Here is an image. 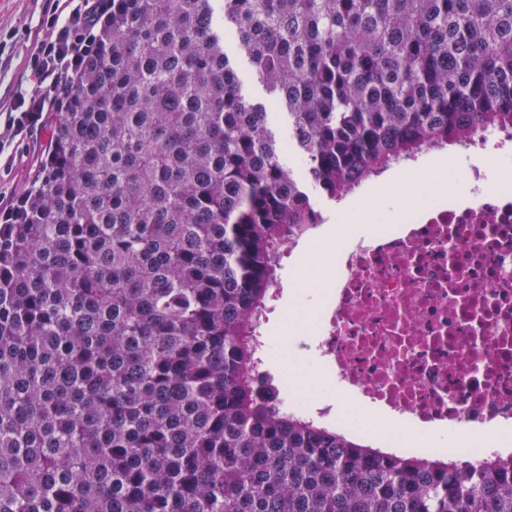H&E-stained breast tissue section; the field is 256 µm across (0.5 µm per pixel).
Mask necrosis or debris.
I'll return each instance as SVG.
<instances>
[{
    "instance_id": "obj_1",
    "label": "necrosis or debris",
    "mask_w": 512,
    "mask_h": 512,
    "mask_svg": "<svg viewBox=\"0 0 512 512\" xmlns=\"http://www.w3.org/2000/svg\"><path fill=\"white\" fill-rule=\"evenodd\" d=\"M314 319L342 396L443 429L512 427V192L470 194L341 245Z\"/></svg>"
}]
</instances>
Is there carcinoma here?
Segmentation results:
<instances>
[{"instance_id": "obj_1", "label": "carcinoma", "mask_w": 512, "mask_h": 512, "mask_svg": "<svg viewBox=\"0 0 512 512\" xmlns=\"http://www.w3.org/2000/svg\"><path fill=\"white\" fill-rule=\"evenodd\" d=\"M214 2L112 0L0 224V512H512V457L374 448L258 358L310 190L512 136V0ZM236 71L245 96L250 98H262L265 96L264 87L257 82L252 68L245 59H237Z\"/></svg>"}]
</instances>
